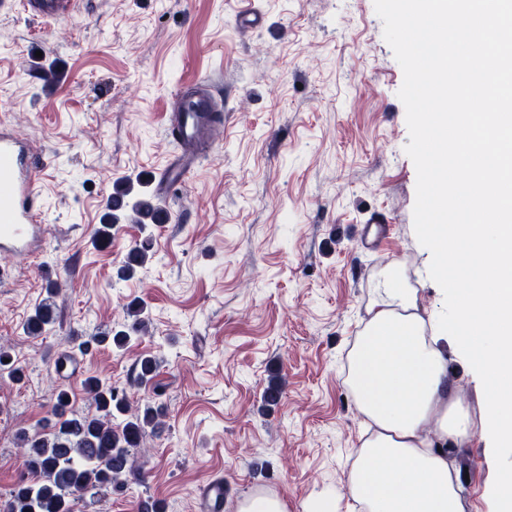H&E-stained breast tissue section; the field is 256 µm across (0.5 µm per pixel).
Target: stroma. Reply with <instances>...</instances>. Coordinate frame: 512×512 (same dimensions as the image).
Wrapping results in <instances>:
<instances>
[{"label":"stroma","instance_id":"obj_1","mask_svg":"<svg viewBox=\"0 0 512 512\" xmlns=\"http://www.w3.org/2000/svg\"><path fill=\"white\" fill-rule=\"evenodd\" d=\"M248 7L262 20L243 29ZM401 26L393 0H91L48 24L19 5L0 10V113L44 162L49 228L41 256L0 253V345L25 373L19 383L0 375L1 497L27 473L20 428L38 430L59 390L94 413L84 380L128 385L150 355L165 417L146 437L142 478L122 495L86 498L80 512H137L149 497L165 512H200L198 489L215 479L224 512L257 490L305 512L328 489L338 512H358L346 480L366 425L344 382L347 354L379 270L398 262L424 280L429 268L417 232L426 136L413 119L429 101ZM202 73L223 93L219 148L156 193L178 151L166 132L171 97ZM125 179L155 192L168 221L147 235L123 221L98 247L112 186ZM376 215L392 230L370 251L360 229ZM145 238L150 260L116 280ZM52 284L56 321L30 335L25 322ZM132 301L147 335L57 370L74 343L124 323ZM448 366L455 397L479 417L475 373L455 355ZM273 368L285 387L268 407ZM448 459L464 475V512H495L512 458L476 427Z\"/></svg>","mask_w":512,"mask_h":512}]
</instances>
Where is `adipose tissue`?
<instances>
[{
    "label": "adipose tissue",
    "instance_id": "ef3b65f1",
    "mask_svg": "<svg viewBox=\"0 0 512 512\" xmlns=\"http://www.w3.org/2000/svg\"><path fill=\"white\" fill-rule=\"evenodd\" d=\"M412 22L415 70L432 95L415 122L430 135L424 153L428 207L419 237L434 280L456 307L437 324L397 263L374 278L362 330L348 354L345 384L370 432L354 449L347 491L361 512H463L448 446L473 426L512 456V120L448 111V89L471 98L479 71L512 56V0H396ZM483 376L484 411L472 418L451 394L442 345Z\"/></svg>",
    "mask_w": 512,
    "mask_h": 512
}]
</instances>
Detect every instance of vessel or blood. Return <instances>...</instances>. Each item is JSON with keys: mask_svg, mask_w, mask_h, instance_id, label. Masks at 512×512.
Wrapping results in <instances>:
<instances>
[{"mask_svg": "<svg viewBox=\"0 0 512 512\" xmlns=\"http://www.w3.org/2000/svg\"><path fill=\"white\" fill-rule=\"evenodd\" d=\"M32 17L58 21L77 12L80 0H23ZM222 95L211 77L200 76L180 87L170 104V130L182 151L180 164L168 165L158 182L159 190L182 179V164L203 147L211 145L214 117ZM41 161L28 142L0 124V252L38 257L44 246L47 227L36 188ZM200 498L205 512H222L224 485H205Z\"/></svg>", "mask_w": 512, "mask_h": 512, "instance_id": "vessel-or-blood-1", "label": "vessel or blood"}]
</instances>
